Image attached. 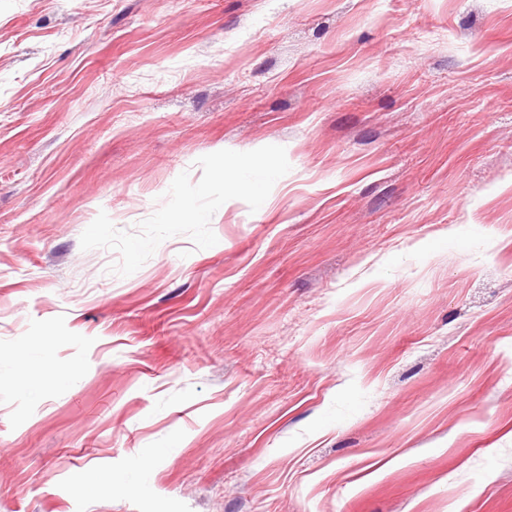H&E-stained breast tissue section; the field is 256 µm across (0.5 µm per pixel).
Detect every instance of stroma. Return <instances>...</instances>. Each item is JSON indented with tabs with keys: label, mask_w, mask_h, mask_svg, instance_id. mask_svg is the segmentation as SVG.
Segmentation results:
<instances>
[{
	"label": "stroma",
	"mask_w": 512,
	"mask_h": 512,
	"mask_svg": "<svg viewBox=\"0 0 512 512\" xmlns=\"http://www.w3.org/2000/svg\"><path fill=\"white\" fill-rule=\"evenodd\" d=\"M0 512H512V0H0Z\"/></svg>",
	"instance_id": "stroma-1"
}]
</instances>
